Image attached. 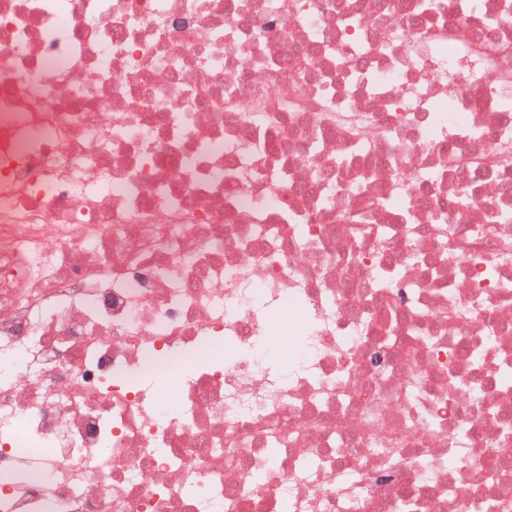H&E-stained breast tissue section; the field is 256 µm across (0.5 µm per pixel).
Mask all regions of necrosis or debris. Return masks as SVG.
I'll use <instances>...</instances> for the list:
<instances>
[{
	"instance_id": "1",
	"label": "necrosis or debris",
	"mask_w": 512,
	"mask_h": 512,
	"mask_svg": "<svg viewBox=\"0 0 512 512\" xmlns=\"http://www.w3.org/2000/svg\"><path fill=\"white\" fill-rule=\"evenodd\" d=\"M421 1L0 0V512H512V0Z\"/></svg>"
}]
</instances>
